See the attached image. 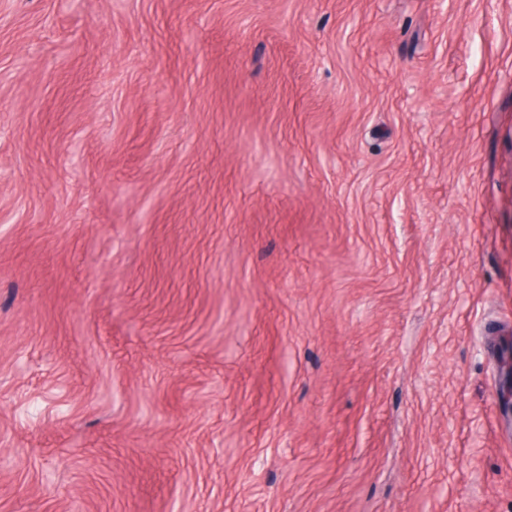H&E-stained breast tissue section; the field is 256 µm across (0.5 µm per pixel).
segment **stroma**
<instances>
[{"mask_svg": "<svg viewBox=\"0 0 512 512\" xmlns=\"http://www.w3.org/2000/svg\"><path fill=\"white\" fill-rule=\"evenodd\" d=\"M512 0H0V512H512Z\"/></svg>", "mask_w": 512, "mask_h": 512, "instance_id": "stroma-1", "label": "stroma"}]
</instances>
